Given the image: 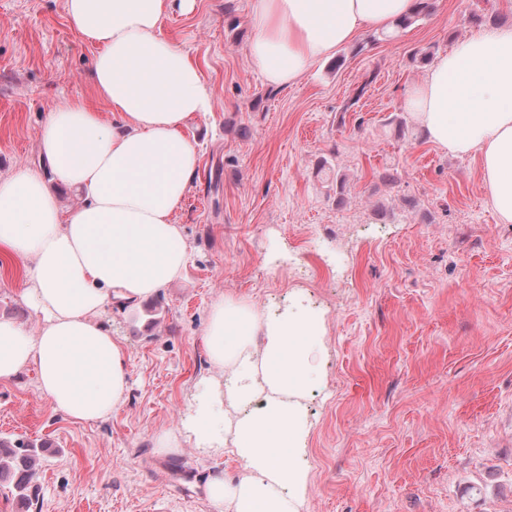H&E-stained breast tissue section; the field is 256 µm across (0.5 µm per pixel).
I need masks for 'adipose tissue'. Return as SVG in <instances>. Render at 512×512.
Masks as SVG:
<instances>
[{
    "label": "adipose tissue",
    "instance_id": "obj_1",
    "mask_svg": "<svg viewBox=\"0 0 512 512\" xmlns=\"http://www.w3.org/2000/svg\"><path fill=\"white\" fill-rule=\"evenodd\" d=\"M416 0H254L249 62L268 86L301 80L356 35L392 29ZM172 0H66L70 27L97 53L92 81L110 109L85 102L46 115L38 151L51 177L20 169L0 178V252L25 270L22 297L38 332L0 319V382L28 368L53 409L102 421L125 398L126 354L100 315L135 306L180 278L189 247L175 214L194 182L199 154L185 129L210 112L213 97L198 64L159 34ZM403 107L426 138L455 156L480 155L483 181L499 220L512 224V29L480 32L439 56L407 90ZM80 197L63 210L54 190ZM321 315L291 309L264 315L230 296L216 299L204 341L213 378L179 432L156 449L193 443L205 455L232 447L244 464L237 483L211 474L208 500L220 512H297L308 473L302 399L314 383ZM261 348H254V337ZM262 399L260 408L226 421L223 402Z\"/></svg>",
    "mask_w": 512,
    "mask_h": 512
}]
</instances>
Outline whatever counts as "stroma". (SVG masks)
<instances>
[{"label": "stroma", "instance_id": "1", "mask_svg": "<svg viewBox=\"0 0 512 512\" xmlns=\"http://www.w3.org/2000/svg\"><path fill=\"white\" fill-rule=\"evenodd\" d=\"M406 28L356 36L297 84L253 71L254 0L173 8L162 36L198 63L212 112L186 133L200 165L176 215L190 258L135 307L106 309L129 388L109 419L56 413L35 369L0 382V440L45 446L38 502L0 484V512H217L204 484L242 473L231 454L155 450L215 375L212 302L322 315L323 361L306 395L309 482L298 512H512V224L499 223L478 156L424 137L401 104L439 56L512 27V0H428ZM95 49L65 0H0V176L47 173L37 133L84 100ZM23 272L0 255V318L36 330Z\"/></svg>", "mask_w": 512, "mask_h": 512}]
</instances>
